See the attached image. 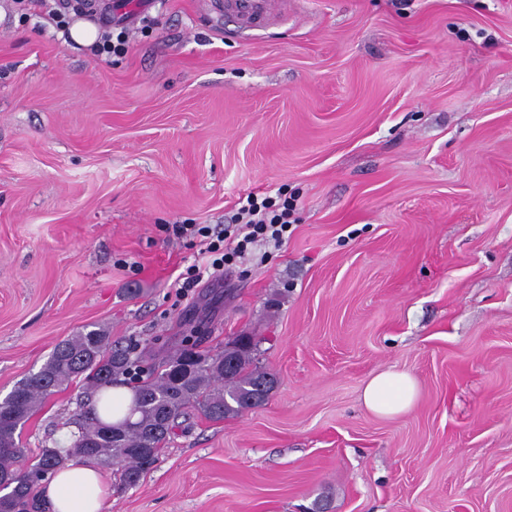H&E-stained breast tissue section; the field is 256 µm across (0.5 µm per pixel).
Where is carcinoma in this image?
<instances>
[{
	"label": "carcinoma",
	"mask_w": 512,
	"mask_h": 512,
	"mask_svg": "<svg viewBox=\"0 0 512 512\" xmlns=\"http://www.w3.org/2000/svg\"><path fill=\"white\" fill-rule=\"evenodd\" d=\"M255 337H235L215 354L181 351L140 380L129 418L103 422L94 403L80 401L73 419L77 435L63 454L45 448L32 464L19 438L33 413L59 388L79 380L88 394L116 384L134 365L130 352L112 350L110 336L93 330L57 344L40 370L20 381L0 402V496L15 512H45L36 485L73 458L121 467L133 485L159 460L179 418L197 412L214 421L265 404L277 380L255 363Z\"/></svg>",
	"instance_id": "1"
}]
</instances>
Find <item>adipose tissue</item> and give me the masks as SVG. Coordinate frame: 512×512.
Segmentation results:
<instances>
[{
	"label": "adipose tissue",
	"mask_w": 512,
	"mask_h": 512,
	"mask_svg": "<svg viewBox=\"0 0 512 512\" xmlns=\"http://www.w3.org/2000/svg\"><path fill=\"white\" fill-rule=\"evenodd\" d=\"M417 397V385L408 374L384 371L365 385V408L378 416L391 417L408 411ZM42 496L51 512H106L108 488L99 466L91 461H69L52 474Z\"/></svg>",
	"instance_id": "1"
}]
</instances>
